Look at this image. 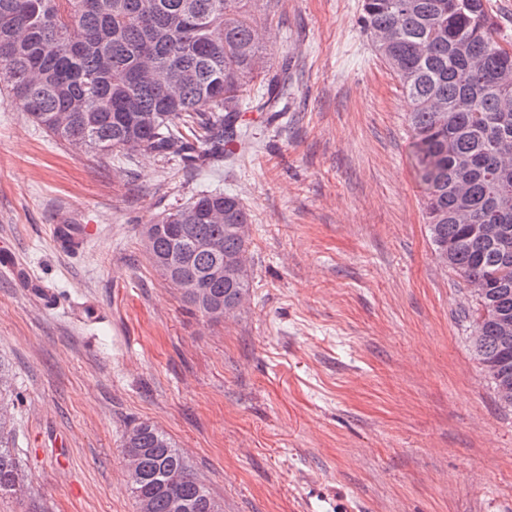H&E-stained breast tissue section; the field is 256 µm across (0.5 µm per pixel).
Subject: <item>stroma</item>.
Wrapping results in <instances>:
<instances>
[{
    "label": "stroma",
    "instance_id": "obj_1",
    "mask_svg": "<svg viewBox=\"0 0 512 512\" xmlns=\"http://www.w3.org/2000/svg\"><path fill=\"white\" fill-rule=\"evenodd\" d=\"M258 16L288 110L246 111L234 158L79 152L0 103V245L56 307L0 273V361L25 475L0 512H137L121 441L165 430L224 512H512V407L472 345L476 300L435 257L406 99L361 0ZM204 186L251 214V288L202 316L142 230ZM68 214L95 234L70 253ZM92 301L98 318L74 306Z\"/></svg>",
    "mask_w": 512,
    "mask_h": 512
}]
</instances>
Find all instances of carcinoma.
<instances>
[{
    "instance_id": "cac0c4a2",
    "label": "carcinoma",
    "mask_w": 512,
    "mask_h": 512,
    "mask_svg": "<svg viewBox=\"0 0 512 512\" xmlns=\"http://www.w3.org/2000/svg\"><path fill=\"white\" fill-rule=\"evenodd\" d=\"M252 0H0V86L48 137L100 153L178 154L201 168L246 135L244 92L261 79L276 102ZM360 23L408 100L418 178L434 252L466 283L478 281L475 352L497 385L512 383V56L488 0H363ZM469 104L465 111L457 104ZM250 215L238 196L202 190L150 225L153 264L202 315L235 313L250 288ZM497 224L490 241L482 225ZM218 240L216 258L194 249ZM11 419L0 415V496L20 490ZM123 453L140 480L138 509L168 512L178 496L222 512L170 436L131 427Z\"/></svg>"
}]
</instances>
